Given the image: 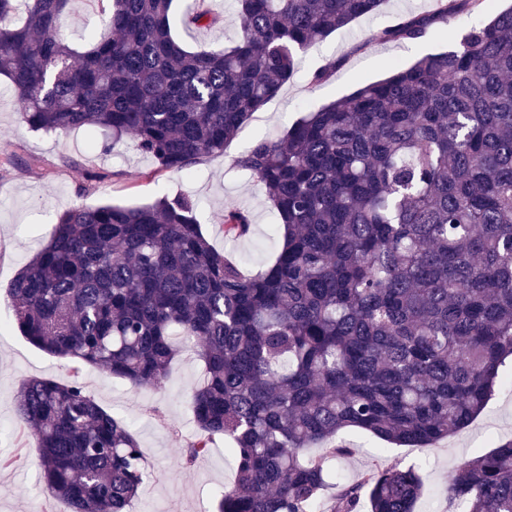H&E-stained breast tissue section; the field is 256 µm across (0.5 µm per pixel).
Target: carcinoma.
I'll use <instances>...</instances> for the list:
<instances>
[{
  "mask_svg": "<svg viewBox=\"0 0 512 512\" xmlns=\"http://www.w3.org/2000/svg\"><path fill=\"white\" fill-rule=\"evenodd\" d=\"M95 2L108 34L78 52L62 18L83 0H0V76L21 118L54 134L94 126L184 171L224 152L299 53L384 0H235L237 39L200 52L173 37L172 0ZM435 2L380 39L462 19L456 49L308 109L234 160L279 215L265 270L214 249L193 201L167 197L73 206L19 270L7 290L17 328L72 364L70 383L27 379L16 400L44 488L70 512H128L149 477L130 426L85 391L81 369L156 386L179 339L205 367L184 463L217 436L235 462L216 512H310L347 454L341 430L426 447L483 411L512 357V7L485 19L491 0ZM222 224L240 241L252 218L230 205ZM421 490L415 469L374 465L336 485L330 512H414ZM448 496L458 512H512V440L463 460Z\"/></svg>",
  "mask_w": 512,
  "mask_h": 512,
  "instance_id": "obj_1",
  "label": "carcinoma"
}]
</instances>
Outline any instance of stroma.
Instances as JSON below:
<instances>
[{"mask_svg":"<svg viewBox=\"0 0 512 512\" xmlns=\"http://www.w3.org/2000/svg\"><path fill=\"white\" fill-rule=\"evenodd\" d=\"M191 0H174L173 36L188 50L218 49L234 42L238 20L232 0H218L219 21L208 28L186 25ZM434 0H386L380 10L353 21L307 49L301 68L281 93L255 113L223 153L198 160L191 173L159 170L157 162L127 138L106 144L100 130L79 129L57 137L32 131L18 116L14 92L0 77V512H68L63 501L44 492L38 482V444L20 426L16 397L31 377L69 382L67 361L30 344L18 331L6 292L38 243L48 240L58 215L77 204L126 206L161 197H190L194 217L215 249H224L222 214L225 205L248 209L250 237L235 250L251 270L265 267L277 251L270 235L277 213L265 193L231 168L262 136L277 139L309 107L341 98L360 85L389 75L396 61L408 66L429 53L452 49L463 29L452 20L413 42L380 40V33L409 13L426 12ZM72 46L84 50L90 35L103 32L106 18L94 0H85L62 21ZM339 61L325 83L311 85L309 73ZM203 379V364L193 350H181L160 387L135 389L103 370L85 367L81 381L90 395L134 432L151 469L149 479L133 500L130 512H214L225 485L235 477L234 463L223 438H215L209 455L185 468L181 458L197 427L188 406L192 387ZM339 441L349 450L337 469L353 482L372 465L416 467L423 491L415 512H456L448 498V478L477 450L494 448L512 439V388L496 387L482 413L466 429L426 448H404L354 428L342 430Z\"/></svg>","mask_w":512,"mask_h":512,"instance_id":"stroma-1","label":"stroma"}]
</instances>
